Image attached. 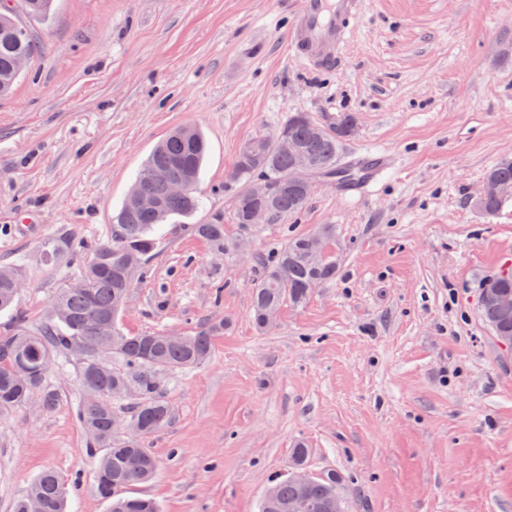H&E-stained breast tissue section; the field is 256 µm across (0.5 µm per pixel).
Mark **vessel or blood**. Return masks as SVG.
Masks as SVG:
<instances>
[{"instance_id":"obj_1","label":"vessel or blood","mask_w":512,"mask_h":512,"mask_svg":"<svg viewBox=\"0 0 512 512\" xmlns=\"http://www.w3.org/2000/svg\"><path fill=\"white\" fill-rule=\"evenodd\" d=\"M362 10L363 0H299L288 27L289 54L314 71L337 69ZM395 163L387 151L358 153L354 165L363 178L352 184V191L370 185Z\"/></svg>"}]
</instances>
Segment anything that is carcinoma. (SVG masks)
<instances>
[{"mask_svg": "<svg viewBox=\"0 0 512 512\" xmlns=\"http://www.w3.org/2000/svg\"><path fill=\"white\" fill-rule=\"evenodd\" d=\"M52 3L0 0V99L10 95L20 76L18 63L33 59L36 53L33 32L21 16L45 19L50 16ZM354 129L355 117L350 113L337 116L326 127L298 113L288 119L280 133L300 145L316 174L336 178L343 173L342 142ZM256 144L265 148L240 151L234 176L249 178L256 174L267 182L269 193L258 198L245 188L237 194L235 217L243 229L251 227V217L257 210L268 216H291L300 213L309 200L295 178L297 159L280 148L279 139H258ZM205 152L206 142L198 129L190 125L176 128L154 149L137 177L147 203L126 201L113 217L112 238L107 242L88 245L71 237H57L45 246L43 258L48 264L80 250L90 251L91 258L78 278L60 289L43 324L32 327L20 317L11 333L0 336V411L24 406L33 394L40 396L44 411H53L59 393L48 383V373L60 358L81 353L80 387L93 385L98 396L83 398L78 418L89 437L88 452L96 462V490L109 503V512H159L151 499L119 494L127 486L152 479L159 467V461L143 446L144 440L163 429L171 416L170 403L155 371H176L205 363L213 352L215 337L224 331L221 319L184 334L180 340L170 338L165 331L125 333L118 325L126 292L133 288L137 273L156 251L155 227L175 216H189L199 208L197 192L174 197L169 187L176 181L198 182ZM483 182L491 190L476 200V206L484 214L494 215L512 196V157L499 159L486 171ZM190 230L215 253L235 248L234 242L225 238L222 224H193ZM312 239L311 235L289 238L263 267L252 293L253 319L258 329L272 325L284 302L305 303L313 288L336 275V258L330 254L311 259ZM22 278V266H0V311L13 307L18 298L13 284ZM499 293L512 295L511 270L489 280L481 291L479 311L495 336H512V314L502 315L492 302ZM128 383L136 386L135 402L122 416L111 400L126 395ZM118 419L132 426L130 433L115 432ZM100 448L105 449L101 455ZM341 485L342 478L334 471L313 476L307 486L280 476L271 485L273 497L262 501L261 512H284L289 501L302 495L309 497L311 512H324L329 501L342 497ZM32 499L41 502L42 512H66L67 489L52 470L31 483L16 501L14 512H28Z\"/></svg>", "mask_w": 512, "mask_h": 512, "instance_id": "cac0c4a2", "label": "carcinoma"}]
</instances>
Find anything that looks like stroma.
Here are the masks:
<instances>
[{"instance_id": "35a3bbf8", "label": "stroma", "mask_w": 512, "mask_h": 512, "mask_svg": "<svg viewBox=\"0 0 512 512\" xmlns=\"http://www.w3.org/2000/svg\"><path fill=\"white\" fill-rule=\"evenodd\" d=\"M296 2L55 0L31 21L39 52L0 100V263L26 269L0 335L21 316L42 323L88 259L45 265V242L110 240L152 148L197 126L201 207L159 230L120 326L183 333L219 317L224 333L205 365L163 374L172 417L145 441L159 470L126 495L161 512H259L301 445L309 472L344 477L351 512H512V349L478 314L484 284L512 266V201L493 216L473 205L512 155V0H365L344 64L319 73L286 56ZM298 112L352 113L341 159L387 149L398 165L361 196L315 178L299 215L242 230L238 154ZM214 222L236 244L221 256L188 229ZM325 224L335 278L259 331L258 256ZM48 381L52 412L0 411V512L47 469L68 512H107L77 359Z\"/></svg>"}]
</instances>
